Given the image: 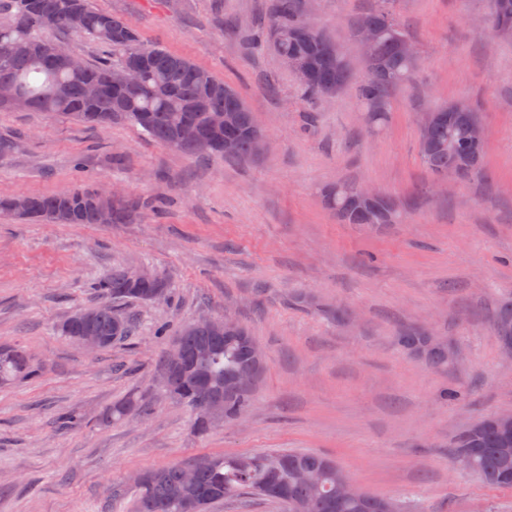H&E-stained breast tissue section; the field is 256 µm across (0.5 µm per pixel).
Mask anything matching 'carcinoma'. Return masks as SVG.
<instances>
[{"instance_id":"cac0c4a2","label":"carcinoma","mask_w":512,"mask_h":512,"mask_svg":"<svg viewBox=\"0 0 512 512\" xmlns=\"http://www.w3.org/2000/svg\"><path fill=\"white\" fill-rule=\"evenodd\" d=\"M395 0H374L365 12L368 21L382 28V38L374 54L365 58V72L355 80L344 56L321 59L323 78L344 88L354 85L361 109L375 113V124L382 129L391 120L393 92L413 84L418 63L398 55L395 36L407 32L399 22ZM9 14L0 23V84H9L20 94V103H2L1 108L33 110L58 115L93 127L114 122H128L142 128L153 141L185 154L219 152L224 133L208 129L210 113L227 106L224 89L230 85L210 70L189 58L156 45L145 44L138 32L120 16L96 8L92 0H0V12ZM303 0H272L263 23L272 50L279 56L313 55L321 47H334L320 31L313 41L296 39L294 32L308 24ZM55 28L112 46L116 55L96 64L82 61L72 70L52 59L53 43L42 38L45 29ZM25 43L28 52L18 55L12 45ZM140 69L138 84H118L120 75L130 65ZM100 88L92 100L84 97V88ZM185 116L203 134L199 142L178 139L177 121ZM239 148L232 159L253 158L251 133L257 128L254 115L244 107L233 113ZM430 140L438 145L431 154L419 149L420 160L431 177L452 174L467 180L482 173L483 165L464 166L463 158H484L485 145L471 142L460 126L442 122L429 130ZM344 194L333 200L330 208L345 224H363L364 217L350 210L349 197L355 188L342 184ZM26 206H19V202ZM104 198L101 189L78 186L51 195L27 194L0 198V213L6 212L35 224H96ZM114 223L131 221L135 207L126 202L112 203ZM155 288L170 289L160 275L137 282L125 267H116L96 279L91 286L96 301L83 309V317L70 314L60 331L68 338L90 330L101 338V349L133 335L134 322L120 304L126 301L148 303ZM240 333L216 336L209 319L187 322L174 332L172 345L190 352L194 359L187 365L161 364L158 384L167 399L196 412L195 432L206 435L216 422L207 408V395L224 398V422L244 416L253 401L255 389L236 390L224 396V389L240 373L253 369L250 356L251 336L243 323ZM424 330L412 329L399 337L401 346L411 355L436 369L451 363L448 345L429 346ZM40 369L27 349L0 344V386L21 378H35ZM154 414L150 400L130 397L112 405L102 415L105 422L122 421L130 416L145 420ZM450 465L468 470L484 485L495 489H512V449L502 448L492 425V416L483 417L479 426L460 431L449 444ZM194 470L186 481L183 468ZM351 481L334 459L316 452L271 449L263 452L204 456L188 462L149 469L135 485V512H187L185 503L194 505L192 512H209L212 505L232 499L260 497L284 506L286 512H377L382 497L363 493L357 498L339 494V486Z\"/></svg>"}]
</instances>
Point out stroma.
Returning <instances> with one entry per match:
<instances>
[{
    "instance_id": "1",
    "label": "stroma",
    "mask_w": 512,
    "mask_h": 512,
    "mask_svg": "<svg viewBox=\"0 0 512 512\" xmlns=\"http://www.w3.org/2000/svg\"><path fill=\"white\" fill-rule=\"evenodd\" d=\"M269 0H94L144 43L210 69L241 95L269 140L251 162L184 154L141 127L94 129L43 112L0 111V197L103 184L137 202L127 224H31L0 214V343L28 349L38 378L0 388V512H132L136 474L215 454L270 449L330 455L365 491L405 512H512V490L451 469L448 442L471 419L512 412V358L491 316L512 298V39L487 25L490 0H397L419 52L413 86L392 96L391 123L369 134L353 87L307 107L269 47L244 29ZM373 0H307V19L342 43ZM456 99L488 137L481 175L435 188L419 160L423 112ZM350 182L390 196L397 224H342L322 190ZM145 268L173 288L169 305L126 303L135 339L89 353L59 327L93 301V281ZM266 353L240 421L195 435L194 412L160 398L158 365L176 327L225 309ZM349 317L336 322L330 309ZM422 324L454 347L448 370L403 351ZM460 391L456 402L444 388ZM155 398L146 420L101 414L129 395ZM81 423L59 428L57 414Z\"/></svg>"
}]
</instances>
